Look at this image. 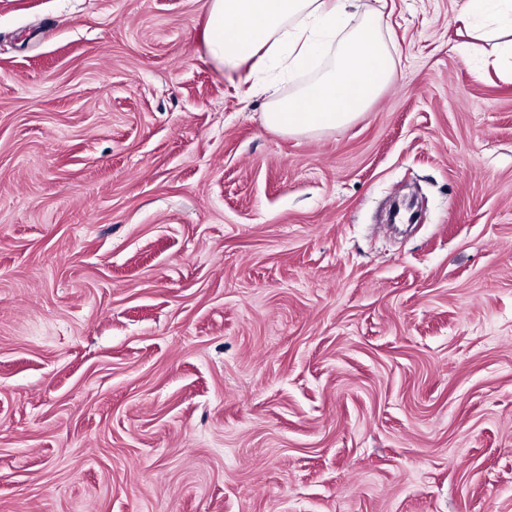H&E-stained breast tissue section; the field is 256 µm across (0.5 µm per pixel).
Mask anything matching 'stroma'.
<instances>
[{
    "label": "stroma",
    "instance_id": "1",
    "mask_svg": "<svg viewBox=\"0 0 512 512\" xmlns=\"http://www.w3.org/2000/svg\"><path fill=\"white\" fill-rule=\"evenodd\" d=\"M369 4L389 84L289 136L207 0H0V512H512V71Z\"/></svg>",
    "mask_w": 512,
    "mask_h": 512
}]
</instances>
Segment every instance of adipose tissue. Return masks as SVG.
Listing matches in <instances>:
<instances>
[{
  "label": "adipose tissue",
  "instance_id": "1",
  "mask_svg": "<svg viewBox=\"0 0 512 512\" xmlns=\"http://www.w3.org/2000/svg\"><path fill=\"white\" fill-rule=\"evenodd\" d=\"M473 40H501L512 57V0H457ZM359 16L348 28L351 16ZM204 50L220 69L254 61L268 72L261 90L266 125L290 135L342 128L367 111L389 83L393 61L381 21L366 0H209ZM330 65L311 82L282 95L277 79Z\"/></svg>",
  "mask_w": 512,
  "mask_h": 512
}]
</instances>
